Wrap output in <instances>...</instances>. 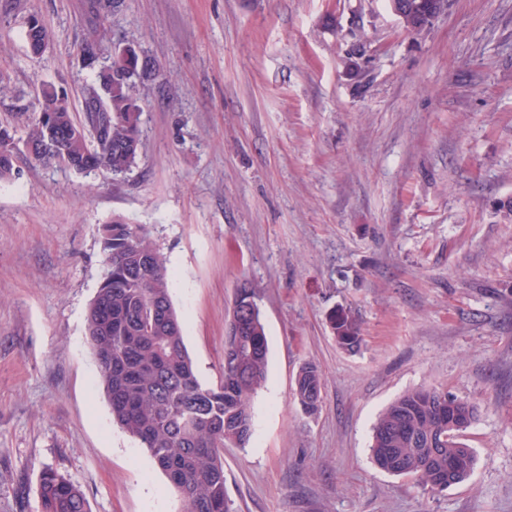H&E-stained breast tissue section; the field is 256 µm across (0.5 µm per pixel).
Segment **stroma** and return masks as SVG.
Wrapping results in <instances>:
<instances>
[{"label":"stroma","instance_id":"35a3bbf8","mask_svg":"<svg viewBox=\"0 0 512 512\" xmlns=\"http://www.w3.org/2000/svg\"><path fill=\"white\" fill-rule=\"evenodd\" d=\"M103 30L157 65L136 167L79 174L21 151L0 182V512H40L45 467L90 512L183 510L113 424L86 336L115 216L164 256L203 383L238 284L256 292L268 376L250 444L224 450L236 512H512V0H451L418 35L388 0H124L104 17L89 0H0V124L24 138L46 84L79 110L78 47ZM342 316L355 350L336 341ZM307 364L313 415L293 394ZM420 387L478 408L476 465L438 494L369 450L379 414ZM25 38L33 54H41L48 39L46 25L38 15H31L25 22ZM336 339L338 344L342 347L353 349L357 347L361 342L359 329L351 320L347 317L338 319L336 322ZM294 395L306 414L318 411L322 398V380L316 366L308 364L301 369L295 380Z\"/></svg>","mask_w":512,"mask_h":512}]
</instances>
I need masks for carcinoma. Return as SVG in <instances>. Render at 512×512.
I'll return each mask as SVG.
<instances>
[{"label":"carcinoma","instance_id":"carcinoma-1","mask_svg":"<svg viewBox=\"0 0 512 512\" xmlns=\"http://www.w3.org/2000/svg\"><path fill=\"white\" fill-rule=\"evenodd\" d=\"M30 51L43 52V20L25 22ZM81 117L64 91L42 89L27 124L26 153L45 164L75 163L85 173L103 168L119 177L136 164L140 149V79L154 62L131 57L90 66ZM17 142L0 126V182L15 178ZM104 270L86 315V334L112 421L138 442L179 494L183 512H234L224 479V446L246 447L254 433L252 401L268 372V340L255 291L234 302L224 334L220 381L198 379L172 302V280L147 227L122 217L103 227ZM338 344L352 349L359 329L336 322ZM295 398L307 414L318 411L322 380L316 366L301 369ZM478 416L471 402L439 389L409 391L391 403L372 427L375 463L393 475H411L431 493L448 489V465L458 481L473 471L476 456L462 433ZM41 512H89L82 489L46 467L38 478Z\"/></svg>","mask_w":512,"mask_h":512}]
</instances>
